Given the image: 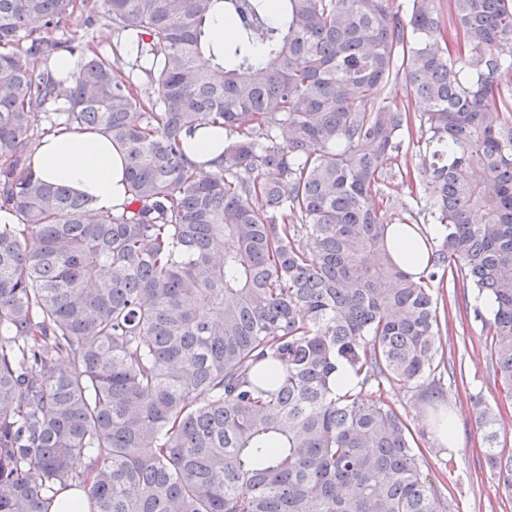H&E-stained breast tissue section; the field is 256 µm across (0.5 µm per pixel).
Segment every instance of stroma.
<instances>
[{
  "label": "stroma",
  "mask_w": 512,
  "mask_h": 512,
  "mask_svg": "<svg viewBox=\"0 0 512 512\" xmlns=\"http://www.w3.org/2000/svg\"><path fill=\"white\" fill-rule=\"evenodd\" d=\"M445 305L448 333L443 336L444 362L434 379L443 399L431 402L423 386H392L389 401L410 425L417 454L433 485L448 503V512H512V495L491 470L484 456L485 444L476 425L474 395L498 407L496 429L505 451H512V400L505 398L494 376L490 348L481 322L449 307L447 291L438 294ZM450 414L456 422V444H444L429 415Z\"/></svg>",
  "instance_id": "obj_1"
}]
</instances>
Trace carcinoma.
<instances>
[{
    "instance_id": "1",
    "label": "carcinoma",
    "mask_w": 512,
    "mask_h": 512,
    "mask_svg": "<svg viewBox=\"0 0 512 512\" xmlns=\"http://www.w3.org/2000/svg\"><path fill=\"white\" fill-rule=\"evenodd\" d=\"M137 43L145 98L41 31L76 0H0V512H445L385 385L436 371L435 289L473 295L512 399V0H100ZM217 11L234 30L196 64ZM85 54L59 77L33 63ZM406 169L441 235L423 275L386 239ZM224 129L199 175L185 138ZM101 130L128 202L34 177L54 129ZM344 366L355 385L336 393ZM497 414L486 461L512 487ZM70 506V508H65ZM77 507V508H76ZM49 512H88L89 504L80 488L72 487L54 497Z\"/></svg>"
}]
</instances>
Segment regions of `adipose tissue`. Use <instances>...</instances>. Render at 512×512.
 <instances>
[{
	"mask_svg": "<svg viewBox=\"0 0 512 512\" xmlns=\"http://www.w3.org/2000/svg\"><path fill=\"white\" fill-rule=\"evenodd\" d=\"M223 149V130L200 126L187 138L186 157L196 171H208ZM32 171L37 178L91 198L100 210L121 207L127 198L124 155L98 130L60 128L48 133L32 156ZM387 249L405 271L422 275L428 248L416 225H393Z\"/></svg>",
	"mask_w": 512,
	"mask_h": 512,
	"instance_id": "ef3b65f1",
	"label": "adipose tissue"
}]
</instances>
